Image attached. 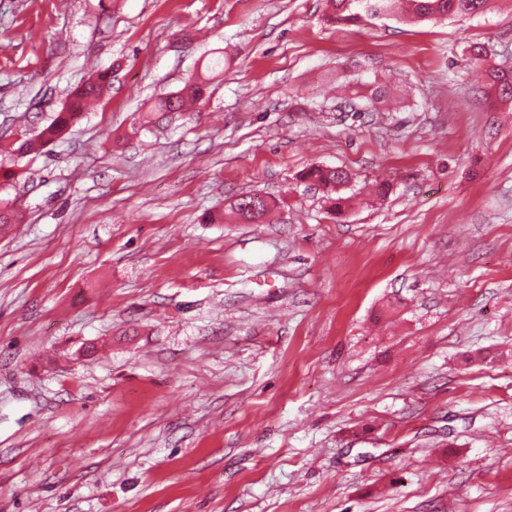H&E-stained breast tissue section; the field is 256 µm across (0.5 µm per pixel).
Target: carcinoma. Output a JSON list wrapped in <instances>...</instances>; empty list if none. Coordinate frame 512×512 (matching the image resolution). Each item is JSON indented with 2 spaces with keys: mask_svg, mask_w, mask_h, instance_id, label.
Wrapping results in <instances>:
<instances>
[{
  "mask_svg": "<svg viewBox=\"0 0 512 512\" xmlns=\"http://www.w3.org/2000/svg\"><path fill=\"white\" fill-rule=\"evenodd\" d=\"M411 12L418 18L431 17H470L481 14L487 7L488 0H408ZM328 19L334 23H351L362 16L388 15L396 8L395 0H327ZM490 88L497 99L502 102L512 101V71L492 70L489 72ZM210 84V67L188 81L174 96H169L154 106L156 112H179L188 100L203 96ZM110 89V80L104 74L89 77L76 86L68 95L60 112L49 124L33 136H20L10 149L15 158L37 156L44 146L64 136L71 121L78 119L87 104L102 98ZM305 178L323 186L327 190L330 210L335 215H342L345 198L333 196L337 187L350 182V175L336 167L315 166L305 173ZM251 197L241 196L230 202L227 207L228 217L239 223L260 224L268 213L271 202L264 200L255 210L249 208Z\"/></svg>",
  "mask_w": 512,
  "mask_h": 512,
  "instance_id": "cac0c4a2",
  "label": "carcinoma"
}]
</instances>
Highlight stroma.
Instances as JSON below:
<instances>
[{
	"label": "stroma",
	"mask_w": 512,
	"mask_h": 512,
	"mask_svg": "<svg viewBox=\"0 0 512 512\" xmlns=\"http://www.w3.org/2000/svg\"><path fill=\"white\" fill-rule=\"evenodd\" d=\"M326 13L0 0V149L112 73L0 190V512H512V0ZM489 0H408L418 18L470 17L485 11ZM210 70L211 68L206 66L203 71L201 70L193 79L188 81L184 87L177 92L175 97L170 95L165 100L155 105L154 111L179 112L185 107L186 100L201 98L210 84ZM490 88L502 102L512 101V71L490 70ZM304 178L322 185L327 190V195H329L330 210L334 215L340 216L343 214L346 198L338 195V192L335 190L337 187L350 182L351 177L348 172L336 167L315 166L305 173ZM333 193L337 196L333 197ZM252 200L250 195L241 196L230 202L227 207V215L238 223L260 224L268 213L271 202L267 199L259 203L256 210H251L248 203Z\"/></svg>",
	"instance_id": "stroma-1"
}]
</instances>
